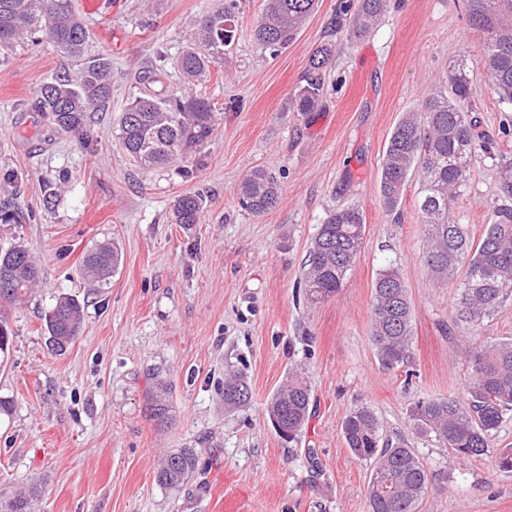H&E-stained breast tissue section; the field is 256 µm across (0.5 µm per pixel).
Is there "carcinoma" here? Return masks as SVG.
<instances>
[{"label": "carcinoma", "instance_id": "obj_1", "mask_svg": "<svg viewBox=\"0 0 512 512\" xmlns=\"http://www.w3.org/2000/svg\"><path fill=\"white\" fill-rule=\"evenodd\" d=\"M197 22L179 60L191 81L202 78L224 59V49L235 39L237 0ZM316 0H266L253 36L258 44L276 51L292 42ZM387 8V0H339L331 32L351 38L370 33ZM470 24L486 33L478 65L488 86L500 99L512 103V0H465ZM42 33L47 41L78 67L74 80L43 84L33 108L46 113L63 131L82 132L87 113L105 107L112 97L111 62L89 43L86 26L71 0H0V50H13L26 38ZM334 53L325 42L309 57L303 84L291 102L298 112H312L322 96V71ZM463 58L448 72L450 91L427 94L420 110L407 112L393 129L379 172V188L388 214L399 215L413 175L420 178L417 206L427 233L424 262L446 276L465 266L459 284L456 321L480 331L484 322L512 304V121L500 126L502 143H494L477 116V90ZM161 78L151 70L139 72L144 86L122 112L119 140L126 153L145 167L170 163L201 148L215 130V106L191 91L180 94L156 89ZM486 154L495 160V178L501 204L495 219L479 241L452 219L455 199L467 188L474 159ZM239 203L263 214L279 199L277 178L264 168L248 172L239 186ZM204 208L199 194L180 196L172 208L176 224H198ZM365 216L357 205L329 213L309 249L301 284L307 303L328 300L342 288L360 257ZM117 243H105L82 259V274L91 283H103L119 267ZM42 269L28 251L15 245L0 251V303L24 298L40 282ZM83 306L63 296L44 316L49 342L63 352L79 336ZM412 312L399 265L386 261L377 273L371 307V341L381 364L389 369L411 358ZM463 354L472 379L462 397L419 400L411 410L414 430L448 447V470L493 450L491 438L503 421L512 418V340L467 345ZM252 391L243 371L224 378V408L246 405ZM310 389L298 373H290L271 398L267 412L278 423V435L290 442L308 424ZM150 415L159 425L168 422V391L158 386L151 395ZM343 433L350 452L372 465L367 487L369 512H416L428 485L427 469L414 449L402 442L380 445L379 421L368 407L352 410ZM198 467L194 448H177L165 456L156 472L164 487L187 482ZM41 489L32 484L12 496L0 497V512H35Z\"/></svg>", "mask_w": 512, "mask_h": 512}]
</instances>
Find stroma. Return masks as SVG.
I'll list each match as a JSON object with an SVG mask.
<instances>
[{
    "label": "stroma",
    "instance_id": "35a3bbf8",
    "mask_svg": "<svg viewBox=\"0 0 512 512\" xmlns=\"http://www.w3.org/2000/svg\"><path fill=\"white\" fill-rule=\"evenodd\" d=\"M223 0H120L87 18L94 47L112 60V99L89 113L86 134L33 112L40 86L70 67L47 42L0 52V203L23 213L0 224V249L24 245L44 277L6 310L13 331L0 398V491L43 488L36 512H368L371 467L347 448L342 425L355 408L377 414L383 439L414 448L429 471L417 512H512V472L494 456L448 471V450L413 429L416 401L462 395L472 378L462 345L512 338V307L481 334L456 323L459 277L436 278L422 261L418 181L393 221L378 172L387 138L428 92L446 89L448 67L472 60L483 127L497 134L512 105L475 67L485 35L463 0H391L365 38L330 37L339 0H319L296 39L271 52L252 29L263 0H238L237 39L198 94L217 110L210 140L184 162L146 169L119 141V119L137 96L138 73L159 70L181 89L178 60L193 23ZM334 41L316 111L291 97L315 49ZM255 166L281 193L257 216L237 188ZM205 201L201 221H171L184 194ZM359 205L360 259L340 292L308 305L296 297L307 249L330 211ZM494 165L477 157L454 219L480 238L498 206ZM115 241L121 263L107 285L82 279L86 252ZM397 260L413 314L412 356L388 370L370 340L371 302L385 259ZM62 296L83 306V329L52 350L43 316ZM245 369L250 402L224 408V373ZM300 368L312 393L299 441L281 439L267 403ZM169 390L170 419L149 415L155 383ZM194 448L196 475L159 485L167 451ZM315 449L318 467L307 461Z\"/></svg>",
    "mask_w": 512,
    "mask_h": 512
}]
</instances>
